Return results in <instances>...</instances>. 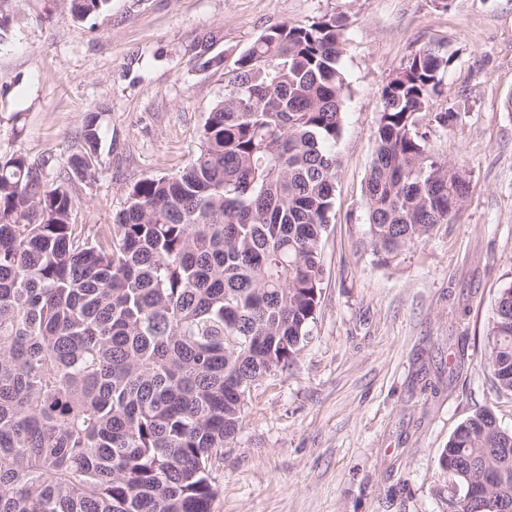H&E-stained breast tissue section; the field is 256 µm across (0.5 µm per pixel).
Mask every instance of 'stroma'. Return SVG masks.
<instances>
[{"label":"stroma","mask_w":512,"mask_h":512,"mask_svg":"<svg viewBox=\"0 0 512 512\" xmlns=\"http://www.w3.org/2000/svg\"><path fill=\"white\" fill-rule=\"evenodd\" d=\"M333 13L348 18L349 93L319 312L215 459L212 512H446L439 457L457 424L489 411L512 431V394L480 366L512 282V0H108L81 20L70 0H0V157L23 155L55 183L95 119L96 176L73 187L74 221L91 229L137 181L192 161L255 39ZM428 44L453 58L448 97L470 106L443 144L469 199L458 223L384 264L364 203L381 89Z\"/></svg>","instance_id":"35a3bbf8"}]
</instances>
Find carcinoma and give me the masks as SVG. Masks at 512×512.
I'll list each match as a JSON object with an SVG mask.
<instances>
[{"mask_svg":"<svg viewBox=\"0 0 512 512\" xmlns=\"http://www.w3.org/2000/svg\"><path fill=\"white\" fill-rule=\"evenodd\" d=\"M107 0H71L80 19ZM341 15L281 24L236 61L182 170L128 191L113 224L73 222L95 120L53 185L0 160V512H211V465L260 381L311 335L323 290L348 85ZM452 56L420 48L381 90L365 181L370 250L392 257L459 218L467 171L442 138ZM482 360L512 393V283ZM447 512H512V431L488 412L440 456Z\"/></svg>","mask_w":512,"mask_h":512,"instance_id":"1","label":"carcinoma"}]
</instances>
